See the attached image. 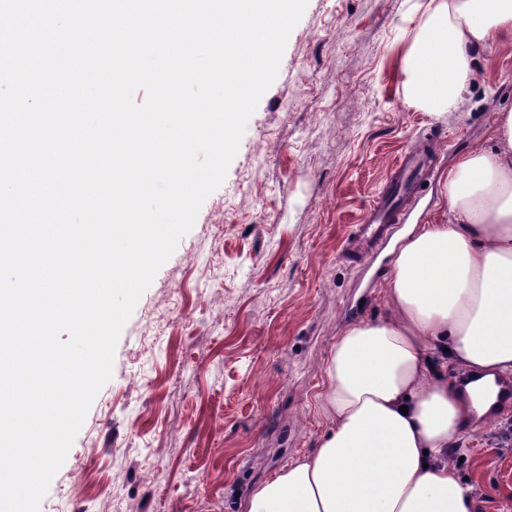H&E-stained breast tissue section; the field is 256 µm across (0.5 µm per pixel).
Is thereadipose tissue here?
<instances>
[{
    "instance_id": "1",
    "label": "adipose tissue",
    "mask_w": 512,
    "mask_h": 512,
    "mask_svg": "<svg viewBox=\"0 0 512 512\" xmlns=\"http://www.w3.org/2000/svg\"><path fill=\"white\" fill-rule=\"evenodd\" d=\"M489 44L512 48V0H430L401 58L407 103L458 111L472 53ZM489 139L444 177L447 222L409 225L394 242L386 315L346 325L326 361V430L247 512H475L448 450L473 393L512 373V110ZM450 364L474 375L467 392L449 383Z\"/></svg>"
}]
</instances>
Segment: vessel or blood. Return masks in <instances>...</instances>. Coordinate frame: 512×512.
<instances>
[{
  "label": "vessel or blood",
  "mask_w": 512,
  "mask_h": 512,
  "mask_svg": "<svg viewBox=\"0 0 512 512\" xmlns=\"http://www.w3.org/2000/svg\"><path fill=\"white\" fill-rule=\"evenodd\" d=\"M432 159L425 150H410L391 168L389 185L366 205L363 218L353 232V243L370 246L379 242L390 225L398 222L407 203L431 176Z\"/></svg>",
  "instance_id": "b4317fda"
}]
</instances>
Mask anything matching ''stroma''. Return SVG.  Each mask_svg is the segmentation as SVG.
<instances>
[{
  "instance_id": "stroma-1",
  "label": "stroma",
  "mask_w": 512,
  "mask_h": 512,
  "mask_svg": "<svg viewBox=\"0 0 512 512\" xmlns=\"http://www.w3.org/2000/svg\"><path fill=\"white\" fill-rule=\"evenodd\" d=\"M429 0H308L223 184L140 297L40 512H246L309 451L348 322L385 313L388 257L347 252L393 160L441 170L512 109V50L479 49L458 111L405 101L402 53ZM512 415L470 421L448 461L476 512H512Z\"/></svg>"
}]
</instances>
